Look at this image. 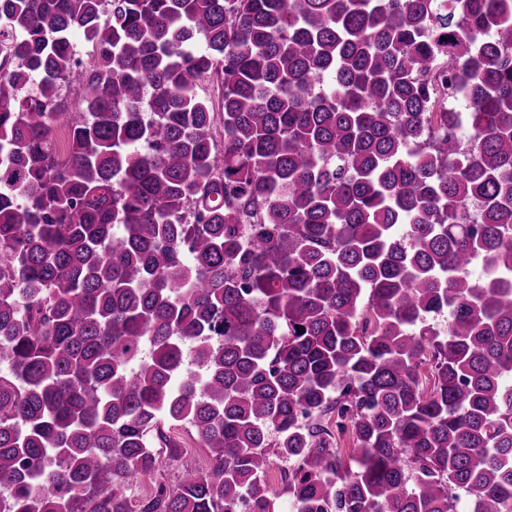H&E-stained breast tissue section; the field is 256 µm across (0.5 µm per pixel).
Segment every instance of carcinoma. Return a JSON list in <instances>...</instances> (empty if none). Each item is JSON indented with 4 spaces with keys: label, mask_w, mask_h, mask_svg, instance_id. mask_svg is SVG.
Listing matches in <instances>:
<instances>
[{
    "label": "carcinoma",
    "mask_w": 512,
    "mask_h": 512,
    "mask_svg": "<svg viewBox=\"0 0 512 512\" xmlns=\"http://www.w3.org/2000/svg\"><path fill=\"white\" fill-rule=\"evenodd\" d=\"M269 448L512 512V0H0V512H280ZM169 435L179 446L178 449L182 455L194 458L199 468L202 471H206L208 465V450L206 448H200L195 438L181 427L173 428L169 431Z\"/></svg>",
    "instance_id": "cac0c4a2"
}]
</instances>
